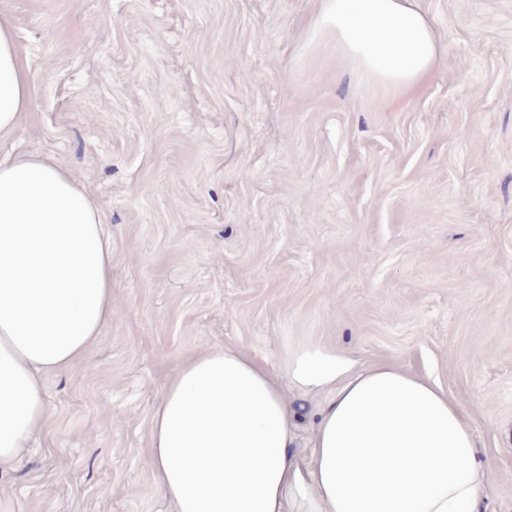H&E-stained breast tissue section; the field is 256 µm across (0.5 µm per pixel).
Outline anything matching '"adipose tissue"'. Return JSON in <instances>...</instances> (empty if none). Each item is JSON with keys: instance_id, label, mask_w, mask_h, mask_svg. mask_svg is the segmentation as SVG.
Segmentation results:
<instances>
[{"instance_id": "ef3b65f1", "label": "adipose tissue", "mask_w": 512, "mask_h": 512, "mask_svg": "<svg viewBox=\"0 0 512 512\" xmlns=\"http://www.w3.org/2000/svg\"><path fill=\"white\" fill-rule=\"evenodd\" d=\"M331 33L403 101L439 59L417 0H319ZM30 69L0 14V134L27 112ZM112 234L87 186L34 153L0 157V471L52 412L48 376L82 361L112 319ZM317 395L301 437L288 392ZM464 408L394 363L334 348L276 375L233 347L187 358L152 409L150 465L176 512H478L486 484Z\"/></svg>"}]
</instances>
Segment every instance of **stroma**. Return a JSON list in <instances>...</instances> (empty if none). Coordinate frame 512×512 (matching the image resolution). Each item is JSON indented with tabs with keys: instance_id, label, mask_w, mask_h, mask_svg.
I'll list each match as a JSON object with an SVG mask.
<instances>
[{
	"instance_id": "35a3bbf8",
	"label": "stroma",
	"mask_w": 512,
	"mask_h": 512,
	"mask_svg": "<svg viewBox=\"0 0 512 512\" xmlns=\"http://www.w3.org/2000/svg\"><path fill=\"white\" fill-rule=\"evenodd\" d=\"M317 0H0L33 76L0 154L50 157L112 228L115 313L46 381L0 512H173L153 405L188 356L277 374L329 344L465 407L512 512V0H418L440 63L394 101Z\"/></svg>"
}]
</instances>
